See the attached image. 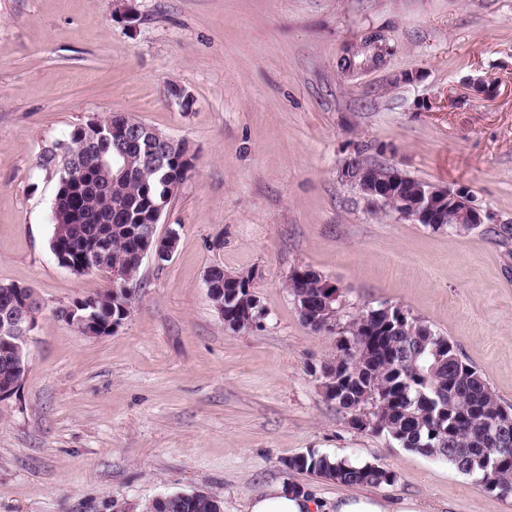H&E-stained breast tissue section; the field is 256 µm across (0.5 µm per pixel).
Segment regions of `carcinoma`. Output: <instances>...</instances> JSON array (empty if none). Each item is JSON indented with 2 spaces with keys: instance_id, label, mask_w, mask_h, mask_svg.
<instances>
[{
  "instance_id": "carcinoma-1",
  "label": "carcinoma",
  "mask_w": 512,
  "mask_h": 512,
  "mask_svg": "<svg viewBox=\"0 0 512 512\" xmlns=\"http://www.w3.org/2000/svg\"><path fill=\"white\" fill-rule=\"evenodd\" d=\"M112 125V119L90 120L75 127L67 151L59 147L47 151L48 164L60 160L59 186L53 224L65 235L53 246L75 261L92 260L89 244L101 237L111 239L106 265L139 276L137 250L140 231L154 222L153 211L167 209L174 193L188 179L195 164L176 161L163 167L153 164L149 144L129 142L125 148L126 175L112 177V169L91 165L98 153L112 152V139H101L98 130ZM377 175L397 182L399 194L415 198L427 184L399 172L383 161L370 159ZM292 270L288 288L299 304L330 295L328 281L312 271L301 278ZM210 281L224 289V314L241 330L260 317V307L245 285L224 279V269L214 267ZM35 295L33 289L16 284L0 285V313L11 302ZM95 305L100 334L110 333L112 320L125 308L122 298L105 292L85 298ZM347 344L336 343L339 391L332 397L336 405L358 409L370 391L375 394L378 423L375 431L385 432L403 447L426 456L444 458L459 472L473 476L487 490L506 489L512 495V438L503 442L495 421H508L512 431V408L500 404L478 371L464 362L455 346L423 321L410 317L398 328H382L374 310L362 312L346 329ZM18 360L0 342V384L10 377ZM290 470L309 473L346 486H379L395 481V475L376 465L354 464L346 459H330L314 454L288 459ZM221 501L209 492L197 491L189 497L173 494L159 505V512H221Z\"/></svg>"
}]
</instances>
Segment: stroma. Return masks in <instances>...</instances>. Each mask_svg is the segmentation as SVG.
I'll use <instances>...</instances> for the list:
<instances>
[{
	"label": "stroma",
	"instance_id": "stroma-1",
	"mask_svg": "<svg viewBox=\"0 0 512 512\" xmlns=\"http://www.w3.org/2000/svg\"><path fill=\"white\" fill-rule=\"evenodd\" d=\"M129 5L0 0V283L33 288L42 305L25 380L0 400V512H144L193 491L244 512L275 482L330 506L348 486L286 466L310 453L391 471L363 492L393 505L512 512V495L356 428L357 410L320 386L336 337L302 321L287 287L296 267L319 273L341 291L344 324L402 307L512 407V241L432 231L338 175L361 150L464 187L494 224H512V0ZM371 31L389 48L383 63L342 71ZM115 113L187 140L197 161L156 226L177 232L172 258H145L124 324L90 339L56 311L112 282L52 253L59 170L43 152ZM216 266L250 276L252 327H225L205 284Z\"/></svg>",
	"mask_w": 512,
	"mask_h": 512
}]
</instances>
